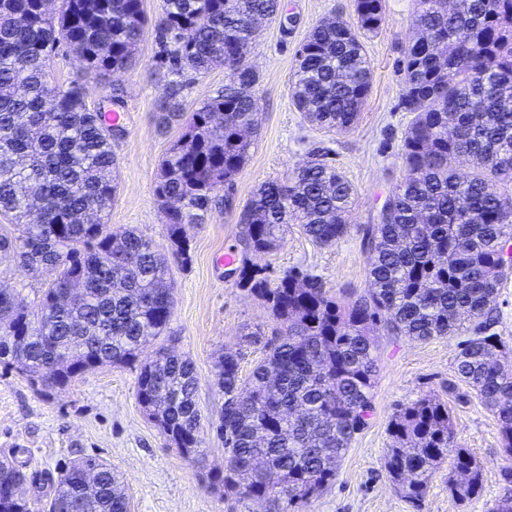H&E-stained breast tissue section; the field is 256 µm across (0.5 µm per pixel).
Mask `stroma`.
I'll return each instance as SVG.
<instances>
[{"mask_svg":"<svg viewBox=\"0 0 512 512\" xmlns=\"http://www.w3.org/2000/svg\"><path fill=\"white\" fill-rule=\"evenodd\" d=\"M282 4V19L263 24L247 52L260 75L262 125L235 178L233 206L214 205L205 223L184 226L189 258L174 264L171 272L170 328L178 338L177 351L193 362L199 378L201 458L185 459L145 414L136 396L138 365L90 369L48 395L16 372L0 369V455L13 454L24 461L27 477L36 485H43L47 473L62 464L94 456L117 474L131 512H262L261 504L241 500L212 481L224 470V441L214 426L224 404L216 383V361L224 352H242L241 372L249 374L261 351L243 345V330L270 321L262 301L229 279L217 259L239 248L238 216L258 184L320 158L341 170L356 190L349 232L335 245L320 247L295 226L276 251L258 256L257 262L272 278L293 267L309 269L335 295L368 288L359 230L373 223L403 176L400 137L411 116L399 107V61L412 36L410 17L416 8L415 0H385L381 29L363 40L373 66L371 92L352 129L330 131L307 122L296 110L290 77L297 51L312 28L334 15L355 21L354 0ZM160 55L155 31L147 30L137 49V66L114 76L107 87L85 73L66 48L55 50L52 64L56 82L75 79L83 85L89 108H97L103 97H118L126 120L112 142L119 193L108 222L116 230L137 229L164 252L169 241L155 188L159 163L180 130L161 128L156 118L172 79L157 67ZM458 342L455 336L428 341L380 337L369 424L352 441L335 480L301 512H492L505 493L500 469L512 458L503 450L493 414L480 400L472 396L461 403L448 395ZM427 395L447 399L457 444L469 449L481 466L480 496L463 503L450 497L447 462L435 470L421 504L406 500L390 482L384 468L392 446L390 421L402 407Z\"/></svg>","mask_w":512,"mask_h":512,"instance_id":"1","label":"stroma"}]
</instances>
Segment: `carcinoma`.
Masks as SVG:
<instances>
[{
    "label": "carcinoma",
    "instance_id": "obj_1",
    "mask_svg": "<svg viewBox=\"0 0 512 512\" xmlns=\"http://www.w3.org/2000/svg\"><path fill=\"white\" fill-rule=\"evenodd\" d=\"M417 0L414 38L402 50L400 106L413 114L401 137L403 180L377 221L362 229L370 288L333 296L321 279L290 269L271 282L251 256L276 249L295 224L319 246L348 233L355 191L345 175L317 159L286 180L260 184L239 216L249 249L234 267L239 283L273 319L245 342H264L248 376L239 355L217 363L224 391L217 432L224 439V489L265 504L299 507L336 477L355 435L373 411L378 338L427 341L463 335L455 381L494 415L512 458V345L495 330L491 307L512 253V0H453L437 10ZM281 0H163L156 24L164 46L158 65L176 75L224 67V90L184 117L164 91L159 125L181 126L158 170L170 252L125 228L112 232L106 212L118 189L114 127L90 110L78 82H48L51 54L63 45L87 72L107 81L127 70L148 18L143 0H0V258L38 271L48 287L31 305L0 288V366L47 394L89 368L130 365L168 332L174 304L169 272L187 260L186 224H203L210 203L228 192L261 124L259 74L240 48L256 41L261 19L275 20ZM385 21L384 0H356V22L316 25L291 81L295 108L328 130L359 120L373 84L361 35ZM193 363L161 347L141 363L136 395L147 416L187 458L201 449ZM385 470L404 498L422 500L432 470L452 458L448 491L460 501L482 491L474 455L460 447L448 402L420 398L390 423ZM97 475L86 491L83 475ZM495 512H512V465ZM16 459H0V512H126L118 477L83 457L50 477L42 501L20 494Z\"/></svg>",
    "mask_w": 512,
    "mask_h": 512
}]
</instances>
